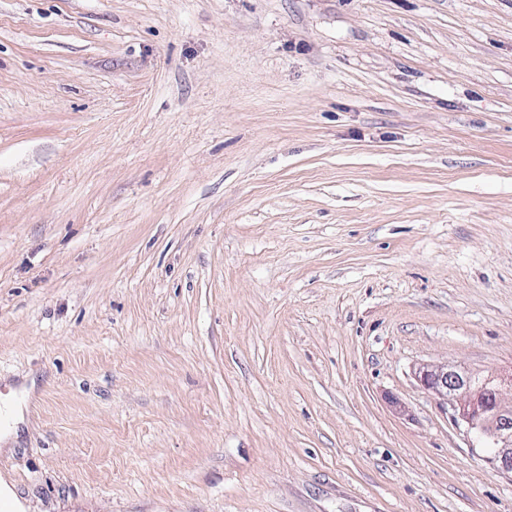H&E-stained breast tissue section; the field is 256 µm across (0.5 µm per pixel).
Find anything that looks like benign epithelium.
<instances>
[{"label": "benign epithelium", "mask_w": 512, "mask_h": 512, "mask_svg": "<svg viewBox=\"0 0 512 512\" xmlns=\"http://www.w3.org/2000/svg\"><path fill=\"white\" fill-rule=\"evenodd\" d=\"M422 385L444 401L455 421L494 452L488 461L499 471L512 474V400L502 399L500 386H512V374H493L478 381L475 372L459 365H430L419 371Z\"/></svg>", "instance_id": "obj_1"}]
</instances>
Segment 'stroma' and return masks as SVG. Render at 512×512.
I'll use <instances>...</instances> for the list:
<instances>
[{"mask_svg": "<svg viewBox=\"0 0 512 512\" xmlns=\"http://www.w3.org/2000/svg\"><path fill=\"white\" fill-rule=\"evenodd\" d=\"M447 362L512 372V0H0L24 512H512Z\"/></svg>", "mask_w": 512, "mask_h": 512, "instance_id": "stroma-1", "label": "stroma"}]
</instances>
